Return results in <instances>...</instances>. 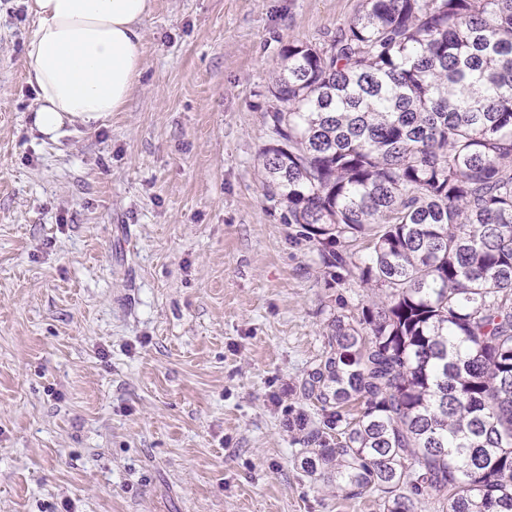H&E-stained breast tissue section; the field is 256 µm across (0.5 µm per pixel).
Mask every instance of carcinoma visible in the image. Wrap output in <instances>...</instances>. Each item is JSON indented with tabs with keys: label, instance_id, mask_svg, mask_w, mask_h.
I'll return each mask as SVG.
<instances>
[{
	"label": "carcinoma",
	"instance_id": "carcinoma-1",
	"mask_svg": "<svg viewBox=\"0 0 512 512\" xmlns=\"http://www.w3.org/2000/svg\"><path fill=\"white\" fill-rule=\"evenodd\" d=\"M281 57L263 196L382 292L301 380L300 468L381 512H512V0H362Z\"/></svg>",
	"mask_w": 512,
	"mask_h": 512
}]
</instances>
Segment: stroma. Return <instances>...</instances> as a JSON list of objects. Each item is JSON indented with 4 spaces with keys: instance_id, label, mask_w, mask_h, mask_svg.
Here are the masks:
<instances>
[{
    "instance_id": "1",
    "label": "stroma",
    "mask_w": 512,
    "mask_h": 512,
    "mask_svg": "<svg viewBox=\"0 0 512 512\" xmlns=\"http://www.w3.org/2000/svg\"><path fill=\"white\" fill-rule=\"evenodd\" d=\"M361 0H152L122 111L34 123L28 0H0V512H379L299 466L330 283L262 194L281 49Z\"/></svg>"
}]
</instances>
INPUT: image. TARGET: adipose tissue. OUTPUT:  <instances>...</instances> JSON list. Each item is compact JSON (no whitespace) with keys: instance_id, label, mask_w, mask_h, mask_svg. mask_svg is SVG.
I'll return each mask as SVG.
<instances>
[{"instance_id":"adipose-tissue-1","label":"adipose tissue","mask_w":512,"mask_h":512,"mask_svg":"<svg viewBox=\"0 0 512 512\" xmlns=\"http://www.w3.org/2000/svg\"><path fill=\"white\" fill-rule=\"evenodd\" d=\"M26 81L36 94L34 125L56 135L126 103L143 68L142 24L151 0H33Z\"/></svg>"}]
</instances>
